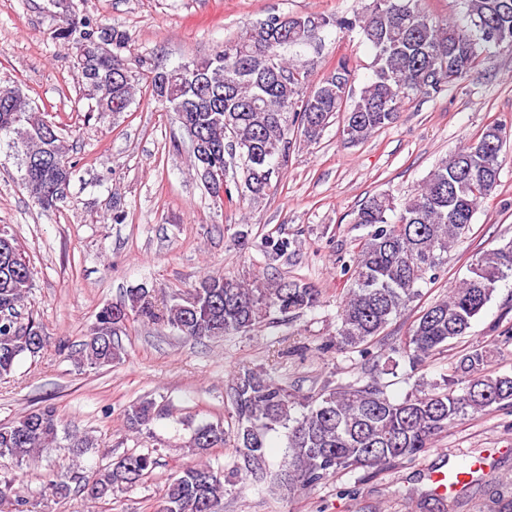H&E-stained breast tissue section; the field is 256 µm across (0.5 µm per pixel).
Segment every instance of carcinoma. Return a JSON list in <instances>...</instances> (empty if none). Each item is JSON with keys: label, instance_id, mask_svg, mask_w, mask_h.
<instances>
[{"label": "carcinoma", "instance_id": "carcinoma-1", "mask_svg": "<svg viewBox=\"0 0 512 512\" xmlns=\"http://www.w3.org/2000/svg\"><path fill=\"white\" fill-rule=\"evenodd\" d=\"M467 23L437 19L421 0H373L366 13L352 17L321 15L316 30L301 26L305 15H290L288 23L275 15L246 27L210 57L156 71L150 77L153 97L180 120L203 130L204 147L193 151L195 168L204 165L227 174L224 136L233 133L240 149V201L261 202L276 173L272 160L283 156L288 135L298 129L310 142L338 115L348 145L361 144L396 122L407 100L416 94L435 96L469 76L482 48H512V0H462ZM332 26L354 32L374 52L371 80L353 96L354 69L340 59L318 83L309 70L286 56L290 47L316 39ZM101 24L78 13L60 16L50 32L54 42L72 46L78 81L95 100L96 112L107 111L113 99L132 101L134 84L128 57L130 37L111 28L107 46L95 44ZM21 89L0 83V135L12 136L19 165L25 157L50 156L35 180L25 181L34 204L51 208L63 199L74 165L54 123H49L21 97ZM503 129L491 124L448 158L439 162L418 190L400 206L386 192L368 198L355 223L369 228L358 243L349 269L351 283L339 312L336 343L346 353L374 340L421 296V286L436 280L445 255L470 231L479 206L500 182ZM218 204L232 199L228 181L205 185ZM399 211L396 220L388 213ZM512 276V242L476 253L469 275L444 297L423 310L403 346L418 364L465 335L494 297L497 283ZM32 288V272L14 236L0 243V379L14 371L24 357H36L47 343L44 327L35 318L19 317ZM320 291L288 278L252 282L206 274L185 293L157 303L143 289L127 301L100 310L79 360L105 367L122 359L118 336L132 319L169 327L188 340L217 339L246 332L274 311L283 316L315 308ZM490 356L474 350L460 362L467 384L456 392L458 378L443 376L419 394L389 398L376 376L393 370L390 353L372 365L373 379L363 385L323 386L306 396L273 380L266 371L242 368L231 377L226 396L235 409L236 470L255 482L272 479L281 491L294 494L312 487L339 470L382 469L396 460L411 459L431 447L448 427L469 414L496 405L512 406V374H484ZM153 399H140L126 410L133 433L164 415ZM61 420L45 404L0 423V459H34L45 449L61 447ZM287 433L286 461L273 474L267 459V436ZM68 447L81 454L94 439L75 431L65 433ZM224 427L203 424L193 430L189 448L204 455L224 447ZM153 452L130 451L117 461L96 467L77 491L91 500L112 496L116 488L132 486L158 466ZM229 477L207 463L185 467L171 480L158 512H220ZM27 505L11 480H0V506Z\"/></svg>", "mask_w": 512, "mask_h": 512}]
</instances>
